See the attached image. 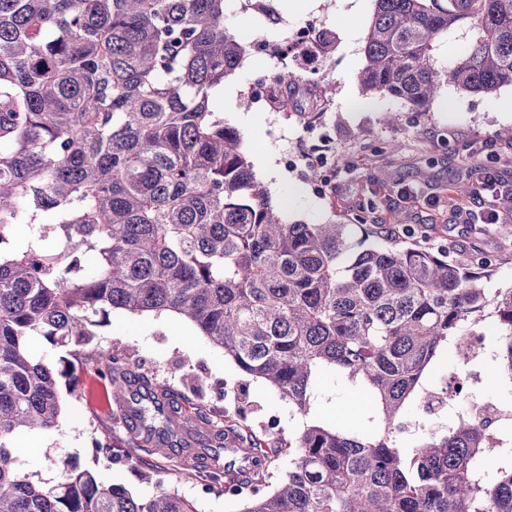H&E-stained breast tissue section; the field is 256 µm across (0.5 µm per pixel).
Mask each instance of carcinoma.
Instances as JSON below:
<instances>
[{
    "label": "carcinoma",
    "mask_w": 512,
    "mask_h": 512,
    "mask_svg": "<svg viewBox=\"0 0 512 512\" xmlns=\"http://www.w3.org/2000/svg\"><path fill=\"white\" fill-rule=\"evenodd\" d=\"M225 2L0 0V512H198L160 480L138 498L77 466L42 479L12 452L21 431H62L59 379L79 393L69 360L34 359L29 338L88 345L113 310L181 316L303 421L271 450L242 434L243 414L203 442L128 359L97 354L150 453L209 461L211 487H267L288 453L286 476L238 496L240 512H512L508 424L456 414L439 430L417 424L409 446L398 439L443 364L471 368L461 337L485 335L488 315L494 379L512 395V288L485 287L495 267L480 249L462 263L446 249L354 242L372 201L347 224L288 221L212 107L248 52L224 28ZM374 2L364 95L428 112L444 82L512 86V0ZM461 23L472 37L440 72L435 39ZM467 164L472 193L486 164ZM324 375L365 395L369 425L308 419ZM96 447L144 466L109 435ZM224 448L248 460L244 477H227Z\"/></svg>",
    "instance_id": "1"
}]
</instances>
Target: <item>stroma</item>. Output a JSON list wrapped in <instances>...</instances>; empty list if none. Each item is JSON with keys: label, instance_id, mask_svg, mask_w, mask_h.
<instances>
[{"label": "stroma", "instance_id": "obj_1", "mask_svg": "<svg viewBox=\"0 0 512 512\" xmlns=\"http://www.w3.org/2000/svg\"><path fill=\"white\" fill-rule=\"evenodd\" d=\"M288 24L322 18L324 30L335 43L326 65L311 74L308 59L297 57L280 67L262 55L248 54L240 68L224 80V94L213 101L226 125L235 128L254 170L274 201H287L289 220L318 223L329 219L348 221L359 201L374 200L376 207L367 228L371 242L390 243L405 226L427 231L419 243L448 248L457 258L466 257L472 246L498 258L490 281L494 288H512V200L486 198L485 205L499 214L495 224L468 223V211L476 205L474 194L459 193L466 183V157L474 153L487 159V169L501 181L502 191L512 190V142L499 138L502 128L512 126V87L491 94L459 91L443 85L430 111H410L403 102L387 95L363 96L357 74L364 64L363 40L374 12V0H271ZM301 78L316 76L329 95L282 97L271 94L272 109L249 107L245 91L258 75L274 77L284 71ZM396 114L397 127L384 122ZM320 124L333 138L330 151L336 156V173L325 195L311 191L306 166L286 171L280 163L283 149L310 153V125ZM399 138L398 151L373 154L376 141ZM276 177H268L266 166ZM454 205H447V198ZM34 357L51 361L70 359L81 387L77 398L64 397L62 434H40L42 447L33 457L21 460L26 471L45 478L59 477L67 465L92 471L99 481L120 484L142 498L155 490L124 459L108 458L94 443L104 434L142 443V435L125 418V407L115 401L112 389L95 371L88 353L109 350L128 356L130 368L152 387L166 389L183 411L194 419L193 430L205 435L210 422L244 412L251 430L262 436L266 447H277L295 429L288 405L263 383L241 375L223 353L193 327L173 314L130 315L112 311L96 330L90 346L50 345L43 337L29 340ZM202 375V387L191 388L190 374ZM159 467L160 478L195 502L198 512H238L230 497L202 493L191 457L170 460L149 455Z\"/></svg>", "mask_w": 512, "mask_h": 512}]
</instances>
